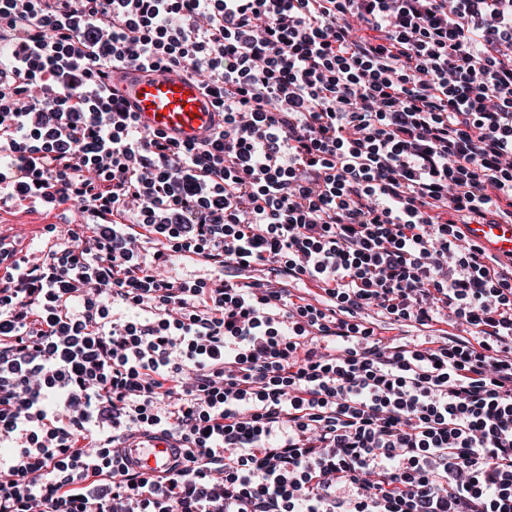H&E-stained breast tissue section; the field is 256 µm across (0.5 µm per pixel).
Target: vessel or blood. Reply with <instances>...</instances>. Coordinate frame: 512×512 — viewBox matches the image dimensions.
Instances as JSON below:
<instances>
[{"label": "vessel or blood", "mask_w": 512, "mask_h": 512, "mask_svg": "<svg viewBox=\"0 0 512 512\" xmlns=\"http://www.w3.org/2000/svg\"><path fill=\"white\" fill-rule=\"evenodd\" d=\"M112 87L134 112L141 130L161 132L184 143L203 142L218 121L201 84L177 67L149 74L135 66L113 69ZM468 234L492 253L512 258V224H471ZM127 466L160 475L185 450L172 438L129 439L123 446Z\"/></svg>", "instance_id": "1"}]
</instances>
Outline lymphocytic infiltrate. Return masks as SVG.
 Listing matches in <instances>:
<instances>
[{
  "mask_svg": "<svg viewBox=\"0 0 512 512\" xmlns=\"http://www.w3.org/2000/svg\"><path fill=\"white\" fill-rule=\"evenodd\" d=\"M23 203L66 228L0 242V512H512V263L464 231L512 223V0H0ZM112 88L135 112L138 126L146 133L161 132L197 144L208 137L219 119L201 84L178 67L156 74L135 66L116 68ZM122 446L126 465L149 475L164 474L185 454L181 443L173 438H132Z\"/></svg>",
  "mask_w": 512,
  "mask_h": 512,
  "instance_id": "f902f5d3",
  "label": "lymphocytic infiltrate"
}]
</instances>
